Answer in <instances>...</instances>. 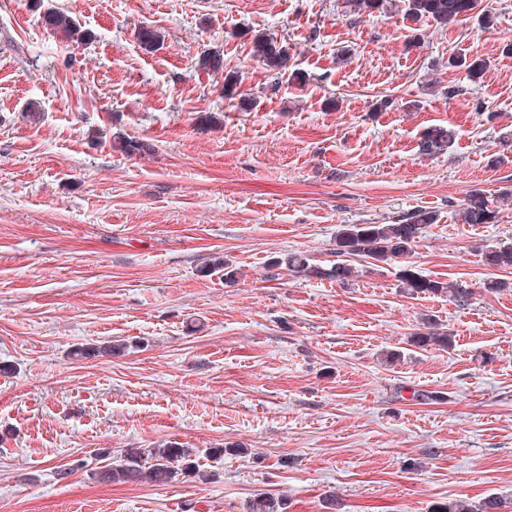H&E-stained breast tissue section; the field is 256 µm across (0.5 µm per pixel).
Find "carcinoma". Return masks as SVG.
Returning <instances> with one entry per match:
<instances>
[{
	"mask_svg": "<svg viewBox=\"0 0 512 512\" xmlns=\"http://www.w3.org/2000/svg\"><path fill=\"white\" fill-rule=\"evenodd\" d=\"M479 0H407V15L416 20L432 19L439 24L448 25L463 17L477 13ZM45 26L55 33L62 34L68 41L82 44L88 34L65 12L50 11L44 14ZM252 57L277 77L288 72L289 57L287 48L276 41L258 36L253 40ZM455 67H463L473 82L478 81L484 72L485 62L481 59L469 60L465 55L451 59ZM452 134L441 127L428 129L422 136V153L431 154L448 147ZM495 211L489 208L488 200L479 193L469 196L459 209V218L464 224H489ZM436 222L434 214L418 211L400 220L396 224H343L338 230L337 246L339 252L360 255L379 263L400 264L401 288L410 296L420 294H446L453 298L468 295V290L460 286H448L440 281L426 278L415 272L409 265L412 245L421 230ZM486 263L493 268L512 267V244L496 247L485 254ZM285 267L290 272L310 271L308 258L300 253H291L275 263V267ZM320 275L338 282L351 277V267L338 262L329 269L320 271ZM126 348V344L88 345L75 350V354L84 357L112 355ZM197 466L196 453L191 448L181 446L175 441L161 448H127L121 454L116 465L99 472L104 482L110 483H165L178 474H191ZM507 502L492 496L477 503L465 500H453L435 507V512H503Z\"/></svg>",
	"mask_w": 512,
	"mask_h": 512,
	"instance_id": "carcinoma-1",
	"label": "carcinoma"
}]
</instances>
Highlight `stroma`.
Instances as JSON below:
<instances>
[{"mask_svg": "<svg viewBox=\"0 0 512 512\" xmlns=\"http://www.w3.org/2000/svg\"><path fill=\"white\" fill-rule=\"evenodd\" d=\"M51 9L88 41L51 34ZM478 9L443 27L406 0L369 16L342 0H0V512L512 499V270L484 262L512 243V0ZM258 34L304 82L252 57ZM460 53L486 60L479 82L449 66ZM229 74L252 109L225 99ZM432 126L455 139L427 155ZM476 191L492 223L457 220ZM419 210L437 220L413 268L469 297H407L397 267L356 256L344 283L275 267L300 252L328 268L341 225ZM217 255L235 281L208 271ZM431 326L450 347L413 344ZM106 340L128 348L71 354ZM170 440L203 479L97 478L99 449Z\"/></svg>", "mask_w": 512, "mask_h": 512, "instance_id": "obj_1", "label": "stroma"}]
</instances>
